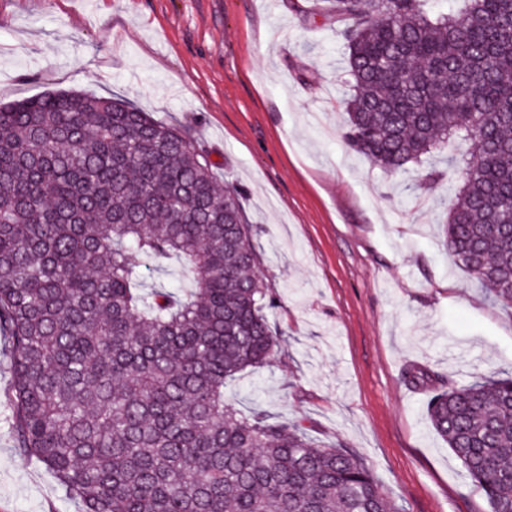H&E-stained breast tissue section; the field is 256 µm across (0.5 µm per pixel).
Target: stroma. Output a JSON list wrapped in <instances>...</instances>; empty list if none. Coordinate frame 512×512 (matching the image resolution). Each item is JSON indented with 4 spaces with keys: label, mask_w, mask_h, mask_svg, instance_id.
Returning a JSON list of instances; mask_svg holds the SVG:
<instances>
[{
    "label": "stroma",
    "mask_w": 512,
    "mask_h": 512,
    "mask_svg": "<svg viewBox=\"0 0 512 512\" xmlns=\"http://www.w3.org/2000/svg\"><path fill=\"white\" fill-rule=\"evenodd\" d=\"M322 0H0V106L66 90L131 102L187 134L257 226L277 355L225 389L357 451L406 512H490L426 415L412 367L464 385L512 374V305L444 245L458 174L414 198L341 139L344 39ZM0 351V512H76L19 454Z\"/></svg>",
    "instance_id": "1"
}]
</instances>
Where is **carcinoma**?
<instances>
[{"instance_id":"carcinoma-1","label":"carcinoma","mask_w":512,"mask_h":512,"mask_svg":"<svg viewBox=\"0 0 512 512\" xmlns=\"http://www.w3.org/2000/svg\"><path fill=\"white\" fill-rule=\"evenodd\" d=\"M326 2L348 23L345 144L403 174L458 137L445 245L512 304V0L433 17L420 0ZM255 233L207 156L122 99L0 107L11 427L78 512H403L354 450L224 400L280 346ZM169 259L184 297L142 293V264ZM427 415L491 512H512V376L443 384Z\"/></svg>"}]
</instances>
